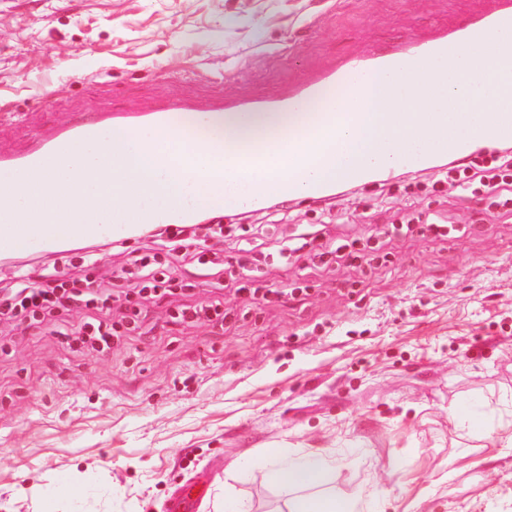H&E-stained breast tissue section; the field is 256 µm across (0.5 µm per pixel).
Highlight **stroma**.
Masks as SVG:
<instances>
[{
  "instance_id": "obj_1",
  "label": "stroma",
  "mask_w": 512,
  "mask_h": 512,
  "mask_svg": "<svg viewBox=\"0 0 512 512\" xmlns=\"http://www.w3.org/2000/svg\"><path fill=\"white\" fill-rule=\"evenodd\" d=\"M494 0H0V149L98 108L171 96L209 101L285 91L300 75L425 38ZM445 169L336 184L321 199L240 214L250 275L281 290L241 311L194 264L187 297L144 304L111 349H71L49 323H0V512H168L190 481L201 512L232 491L246 512H287L292 490L241 470L278 446L331 461L324 492L364 512H502L512 501V215L448 187ZM448 235L395 233L405 211ZM374 250L372 265L278 250L299 225ZM73 252L0 268L70 272ZM223 297L231 323L187 326L176 305ZM480 418H451L460 403ZM81 487L71 495L68 483Z\"/></svg>"
}]
</instances>
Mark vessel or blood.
I'll return each mask as SVG.
<instances>
[{"mask_svg": "<svg viewBox=\"0 0 512 512\" xmlns=\"http://www.w3.org/2000/svg\"><path fill=\"white\" fill-rule=\"evenodd\" d=\"M512 25V0H497L496 8L485 14H476L467 21L452 27L438 29L424 40L401 39L390 49L377 54L346 60L337 67L323 70L315 75L301 76L288 91L278 95H256L228 101L216 99L205 104H194L172 96L160 104L126 111H96L81 121L58 125L48 133H36L30 146L21 152H1L0 166L16 170L38 169L50 171L63 159L65 145L97 137L101 132L119 128L131 138H139L143 129L163 130L180 137L184 134L182 116L189 113L226 114L245 112H294L301 106L315 101L330 102L331 111L313 113L314 124L309 131L311 138L325 136L337 122L339 115L334 107L340 100L357 102L358 93L353 90L355 74L390 71L407 74L411 64H424L437 56L453 55L459 47H467L473 54L492 58L497 53L494 33ZM427 125L456 133L458 129H473L476 135L492 134L497 140L512 141V112H464L456 108L444 112H429L425 115ZM472 143L454 138L451 149L436 148L419 150L412 139L395 136L394 147L388 156L363 170L356 171L359 180H385L402 166L423 167L434 159L453 152L455 157H466ZM273 154L254 151L227 161L224 176L228 179L244 178L257 172L260 166L274 163ZM280 182L268 184L267 188L246 197L227 202V209H251L265 204L270 198L280 196ZM140 230L138 224L116 219L109 224H2L0 243H10L28 251L52 252L82 241L103 235L128 238Z\"/></svg>", "mask_w": 512, "mask_h": 512, "instance_id": "1", "label": "vessel or blood"}]
</instances>
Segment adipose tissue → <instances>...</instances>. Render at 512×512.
<instances>
[{"instance_id": "obj_1", "label": "adipose tissue", "mask_w": 512, "mask_h": 512, "mask_svg": "<svg viewBox=\"0 0 512 512\" xmlns=\"http://www.w3.org/2000/svg\"><path fill=\"white\" fill-rule=\"evenodd\" d=\"M262 480L282 488H311L323 484L329 465L318 454L286 456L280 449H267L263 461L255 466Z\"/></svg>"}]
</instances>
